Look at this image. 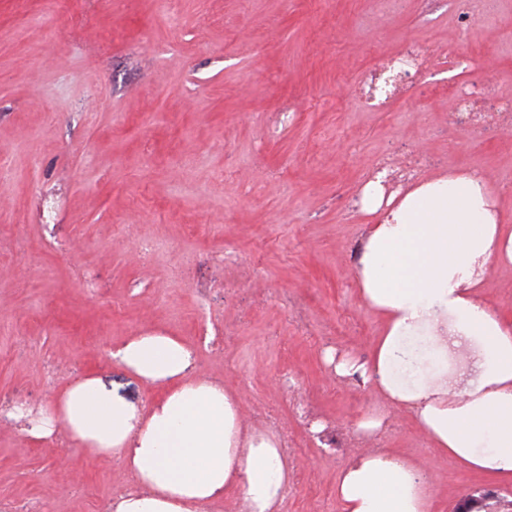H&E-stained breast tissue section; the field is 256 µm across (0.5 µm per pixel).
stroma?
I'll list each match as a JSON object with an SVG mask.
<instances>
[{
    "instance_id": "obj_1",
    "label": "stroma",
    "mask_w": 512,
    "mask_h": 512,
    "mask_svg": "<svg viewBox=\"0 0 512 512\" xmlns=\"http://www.w3.org/2000/svg\"><path fill=\"white\" fill-rule=\"evenodd\" d=\"M479 8L464 37L453 0H0V406L88 373L148 405L110 352L162 330L287 443L280 512H342L341 469L383 448L420 465L431 512L484 487L488 512H512V483L325 360L366 361L383 327L352 257L376 164L479 173L512 225V0ZM410 43L428 60L407 91L363 105L362 74ZM463 88L484 123L455 112ZM327 425L348 448L321 446ZM134 483L111 455L0 422V502L97 512Z\"/></svg>"
}]
</instances>
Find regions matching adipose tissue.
Masks as SVG:
<instances>
[{"label":"adipose tissue","mask_w":512,"mask_h":512,"mask_svg":"<svg viewBox=\"0 0 512 512\" xmlns=\"http://www.w3.org/2000/svg\"><path fill=\"white\" fill-rule=\"evenodd\" d=\"M356 280L385 328L368 362L342 360L339 376L361 374L375 394L409 412L435 448L460 465L512 479V322L481 299L490 264L512 265V227L475 173L448 174L386 192L368 181ZM472 351L470 379L448 385L450 350ZM112 357L163 395L144 409L84 376L39 410L13 407L32 441L67 435L90 456L111 454L135 474L113 512H200L236 493L249 512H277L288 464L276 437L245 426L222 384L192 372L177 337L146 332ZM342 512H430L431 497L411 460L362 452L336 485Z\"/></svg>","instance_id":"1"}]
</instances>
